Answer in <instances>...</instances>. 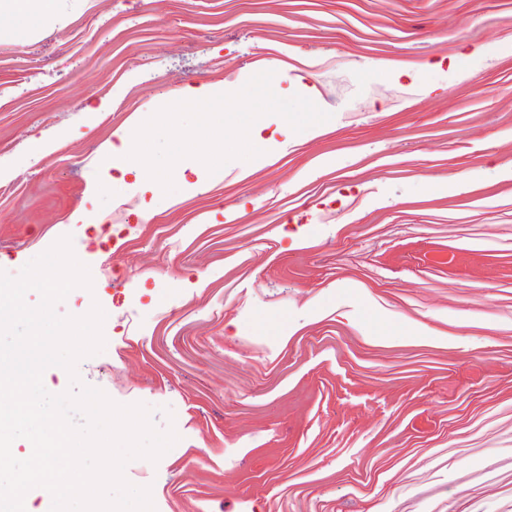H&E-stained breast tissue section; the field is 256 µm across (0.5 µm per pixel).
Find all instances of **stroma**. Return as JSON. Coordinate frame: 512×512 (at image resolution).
I'll use <instances>...</instances> for the list:
<instances>
[{
	"instance_id": "35a3bbf8",
	"label": "stroma",
	"mask_w": 512,
	"mask_h": 512,
	"mask_svg": "<svg viewBox=\"0 0 512 512\" xmlns=\"http://www.w3.org/2000/svg\"><path fill=\"white\" fill-rule=\"evenodd\" d=\"M325 55L351 84L289 63ZM370 59L408 61L411 100L373 98L393 76ZM268 70L329 120L297 133L263 116L259 157L174 169L163 196L109 166L175 92ZM510 160L512 0H54L0 26V270L71 237L94 288L55 311L89 294L106 314L77 373L175 429L157 463L126 469H153L181 512H512ZM349 175L369 194L316 222ZM134 196L118 309L88 232ZM436 246L469 273L424 263ZM120 310L139 326L123 342Z\"/></svg>"
}]
</instances>
